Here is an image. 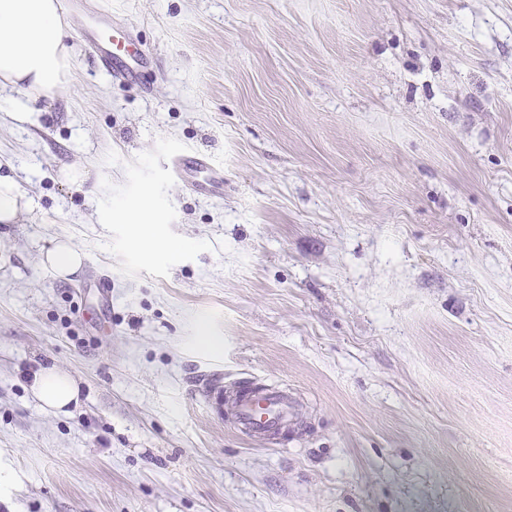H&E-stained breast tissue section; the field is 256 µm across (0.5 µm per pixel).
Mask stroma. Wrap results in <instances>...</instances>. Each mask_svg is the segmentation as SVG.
<instances>
[{
  "mask_svg": "<svg viewBox=\"0 0 512 512\" xmlns=\"http://www.w3.org/2000/svg\"><path fill=\"white\" fill-rule=\"evenodd\" d=\"M88 5L158 63L113 80L72 16L65 87L0 93V176L30 202L0 224V512H512V0ZM62 238L87 253L67 278L40 262ZM51 365L69 414L29 390ZM243 384L288 389L296 430L242 434ZM169 168L173 177L197 196L224 195V170L205 155L176 152L171 156ZM130 235L138 249L150 255L162 241V227L155 222H136L130 225ZM31 390L43 407L55 414H67L68 409L78 403L79 387L76 380L55 365L34 374Z\"/></svg>",
  "mask_w": 512,
  "mask_h": 512,
  "instance_id": "obj_1",
  "label": "stroma"
}]
</instances>
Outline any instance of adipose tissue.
Segmentation results:
<instances>
[{"instance_id":"obj_1","label":"adipose tissue","mask_w":512,"mask_h":512,"mask_svg":"<svg viewBox=\"0 0 512 512\" xmlns=\"http://www.w3.org/2000/svg\"><path fill=\"white\" fill-rule=\"evenodd\" d=\"M72 52L59 0H0V89L59 90L70 71ZM31 390L56 414L78 403L76 380L56 366L36 373Z\"/></svg>"}]
</instances>
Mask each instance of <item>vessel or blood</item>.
I'll return each instance as SVG.
<instances>
[{
    "label": "vessel or blood",
    "mask_w": 512,
    "mask_h": 512,
    "mask_svg": "<svg viewBox=\"0 0 512 512\" xmlns=\"http://www.w3.org/2000/svg\"><path fill=\"white\" fill-rule=\"evenodd\" d=\"M85 33L102 71L118 80L135 78L151 59L149 51L135 49L127 24L114 21L103 12L96 13ZM170 171L175 179L201 197L224 193V171L201 154L174 153ZM234 421L245 435L267 440L294 429L298 418L297 402L286 390L263 386L237 393L231 403Z\"/></svg>",
    "instance_id": "obj_1"
}]
</instances>
